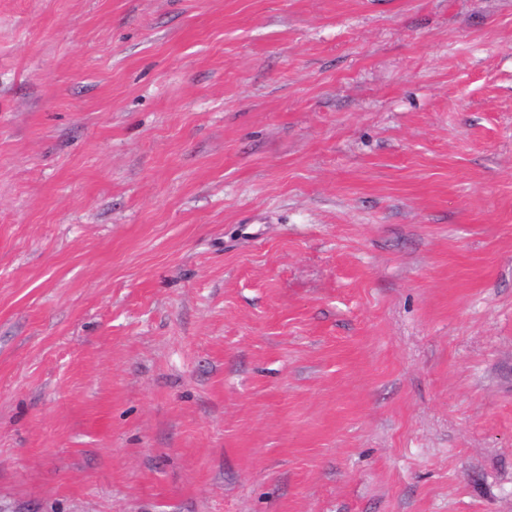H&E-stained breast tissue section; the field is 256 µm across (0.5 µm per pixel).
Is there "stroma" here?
Here are the masks:
<instances>
[{
	"label": "stroma",
	"instance_id": "35a3bbf8",
	"mask_svg": "<svg viewBox=\"0 0 512 512\" xmlns=\"http://www.w3.org/2000/svg\"><path fill=\"white\" fill-rule=\"evenodd\" d=\"M0 512H512V0H0Z\"/></svg>",
	"mask_w": 512,
	"mask_h": 512
}]
</instances>
